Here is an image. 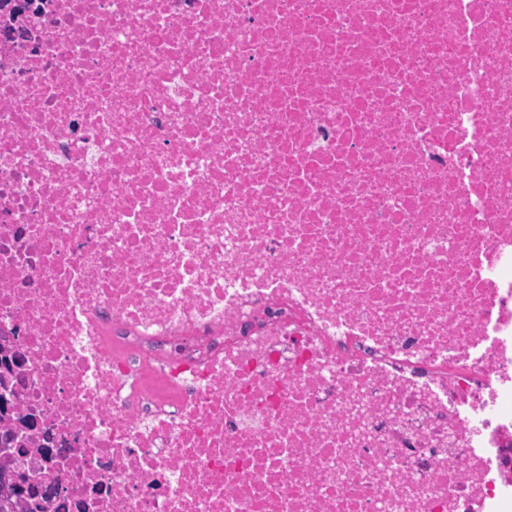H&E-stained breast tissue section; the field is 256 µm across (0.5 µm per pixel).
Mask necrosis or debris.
Wrapping results in <instances>:
<instances>
[{
    "label": "necrosis or debris",
    "mask_w": 512,
    "mask_h": 512,
    "mask_svg": "<svg viewBox=\"0 0 512 512\" xmlns=\"http://www.w3.org/2000/svg\"><path fill=\"white\" fill-rule=\"evenodd\" d=\"M0 406L32 512H512V0L1 9Z\"/></svg>",
    "instance_id": "4bbe7bcc"
}]
</instances>
